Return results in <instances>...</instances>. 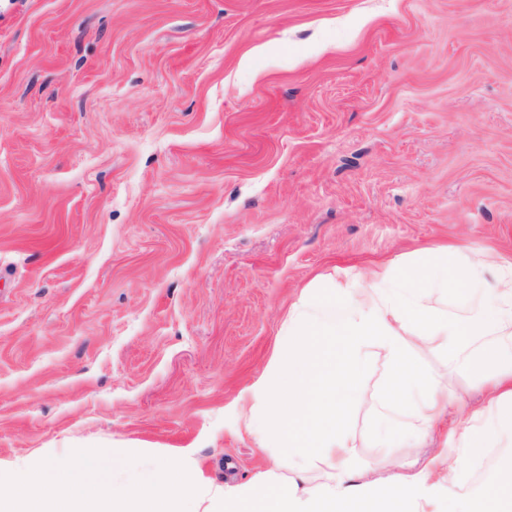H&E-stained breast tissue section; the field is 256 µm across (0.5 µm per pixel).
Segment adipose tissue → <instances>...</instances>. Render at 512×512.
<instances>
[{"label": "adipose tissue", "mask_w": 512, "mask_h": 512, "mask_svg": "<svg viewBox=\"0 0 512 512\" xmlns=\"http://www.w3.org/2000/svg\"><path fill=\"white\" fill-rule=\"evenodd\" d=\"M452 284L482 291L481 303L457 315L431 304L434 292ZM489 335L504 342L483 353L488 405L449 426L448 410L460 398L412 358L411 342L428 341L453 356ZM372 344L390 355L379 445L396 438L414 445L441 430L446 444L477 459L512 429V261L472 247H444L421 267L328 281L303 292L289 309L280 350L238 397L248 409L246 432L261 446L286 449L295 475L287 486H277L271 470L227 489L206 482L189 462L146 465L122 452L107 459L83 448L63 464H0V512H425L442 486L436 457L386 484L297 483L317 457L336 458L341 472L353 470L346 413L366 372L363 351ZM117 471L132 472L133 481L115 483ZM493 497L501 512H512V471L477 496H459L448 512H489Z\"/></svg>", "instance_id": "adipose-tissue-1"}]
</instances>
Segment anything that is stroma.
<instances>
[{
    "label": "stroma",
    "instance_id": "obj_1",
    "mask_svg": "<svg viewBox=\"0 0 512 512\" xmlns=\"http://www.w3.org/2000/svg\"><path fill=\"white\" fill-rule=\"evenodd\" d=\"M465 244L512 259V0H0V461L120 448L229 486L291 305ZM481 343L413 353L481 404ZM346 423L367 479L390 356Z\"/></svg>",
    "mask_w": 512,
    "mask_h": 512
}]
</instances>
